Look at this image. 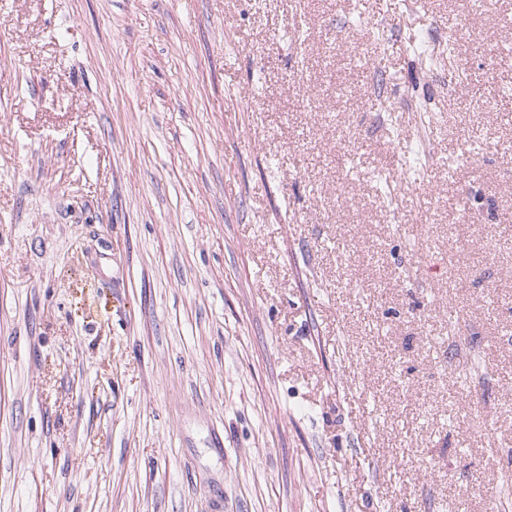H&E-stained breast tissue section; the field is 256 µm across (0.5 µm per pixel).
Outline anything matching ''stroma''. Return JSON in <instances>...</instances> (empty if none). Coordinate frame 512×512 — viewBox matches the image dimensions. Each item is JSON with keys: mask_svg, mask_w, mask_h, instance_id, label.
Returning a JSON list of instances; mask_svg holds the SVG:
<instances>
[{"mask_svg": "<svg viewBox=\"0 0 512 512\" xmlns=\"http://www.w3.org/2000/svg\"><path fill=\"white\" fill-rule=\"evenodd\" d=\"M0 512H512V0H0Z\"/></svg>", "mask_w": 512, "mask_h": 512, "instance_id": "stroma-1", "label": "stroma"}]
</instances>
